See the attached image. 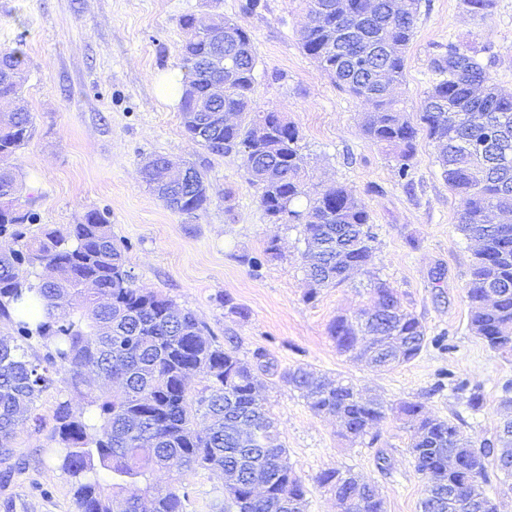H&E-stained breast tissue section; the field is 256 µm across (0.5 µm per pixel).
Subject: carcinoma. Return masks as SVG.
Wrapping results in <instances>:
<instances>
[{
    "mask_svg": "<svg viewBox=\"0 0 512 512\" xmlns=\"http://www.w3.org/2000/svg\"><path fill=\"white\" fill-rule=\"evenodd\" d=\"M305 2L302 51L337 87L370 102L362 134L392 152L404 186L412 185L419 136L432 144L434 162L465 201L458 230L479 240L466 285L469 329L492 348H512V224L496 223L498 215H512V96L493 83L480 50L450 41L411 118L393 91L404 81L421 0H374L369 14V0ZM216 19L224 24L223 40L204 34L184 47V82L196 90V97L180 98L185 132L196 139L190 113L237 114L235 125L200 146L213 155H238L260 186L259 206L268 219L302 226L313 299L317 290L336 288L349 271L369 265L376 239L371 216L346 184L308 189L299 129L274 109H254L258 59L251 34L220 14ZM360 53L370 54V67H358ZM207 58L234 66L222 100L209 96L215 73L202 67ZM27 66L23 48L0 49V100H15V108L0 115V236L14 244L0 252V317L12 328L11 335L0 336V463L13 457L15 433L41 393L61 383L68 395L53 412L56 446L42 449L39 463H52L68 478L77 512H114L117 505L121 512H186L185 479L200 470L236 475L238 484L224 490L227 507L236 512H306L305 487L257 392L260 375L274 369L262 361L265 353H255L253 362L240 358L193 312L137 286L125 261L129 245L112 235L104 212L91 210L85 223L64 232L27 235L37 213L23 198L24 182L11 164L34 134L21 96ZM140 175L174 212L194 215L210 203L206 175L195 166L181 181L161 183L146 168ZM25 264L46 267L53 277L30 280L22 274ZM372 292L373 308L383 314L370 320L364 309L336 317L329 326L336 350L380 370L410 362L426 344L423 325L386 282L374 279ZM39 302L44 316L34 322L30 315ZM36 344L44 354L34 351ZM196 375L205 384L193 392L187 384ZM280 379L315 415L341 417L343 436L352 443L386 418L387 408L348 379L330 380L304 367L288 369ZM455 390L468 393L469 408L482 407L479 388L459 383ZM74 396L81 400L78 408ZM395 412L410 423L415 470L429 478L420 512H497L489 497L467 507L445 488H481L491 463L512 476V468L500 464L512 459V420L504 425L500 447L477 448L459 425L430 415L419 401H404ZM159 470L171 474L164 486L152 479ZM319 484L334 495L339 512H385L374 488L350 470L327 469Z\"/></svg>",
    "mask_w": 512,
    "mask_h": 512,
    "instance_id": "obj_1",
    "label": "carcinoma"
}]
</instances>
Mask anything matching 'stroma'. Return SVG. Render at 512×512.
Listing matches in <instances>:
<instances>
[{"label":"stroma","mask_w":512,"mask_h":512,"mask_svg":"<svg viewBox=\"0 0 512 512\" xmlns=\"http://www.w3.org/2000/svg\"><path fill=\"white\" fill-rule=\"evenodd\" d=\"M242 2L0 0V48L23 42L29 58L23 98L35 132L15 164L39 216L30 234L82 223L93 209L106 212L113 234L129 244L126 264L137 284L193 311L219 342L234 338L240 358L262 349L278 373L304 366L344 377L389 407L424 403L459 424L474 444L494 440L505 414L502 387L512 382V350L492 349L469 330L473 255L457 228L463 201L434 165L431 144L419 139L414 188L405 190L392 155L362 136L367 105L337 88L303 53V0H261L254 13L242 12ZM185 14H221L250 32L258 55L257 106L283 112L298 127L312 183L351 186L370 213L377 240L368 270L307 299L301 226L269 223L240 157L209 154L186 135L177 99L164 92L184 73L188 33L178 21ZM452 37L490 47L491 77L512 94V0H495L480 16L468 13L463 0H422L397 90L407 110L419 105ZM151 155L205 170L207 209L195 215L168 209L139 177ZM273 239L280 257L252 270L248 257ZM373 274L398 290L428 338L415 359L387 371L339 354L328 333L337 316L371 306ZM226 296L247 318L228 315ZM278 373L265 379L261 394L306 487L307 512H337L334 497L317 482L329 468L358 473L374 486L385 512H419L426 479L410 461L404 420L388 415L363 442L350 443L335 419L314 415ZM458 382L481 388V410L466 406L454 389ZM63 394L57 385L41 395L42 428L18 429L16 457L30 459L49 447ZM190 482L187 512H215L214 503L224 499L223 478L202 471ZM7 497L13 512H77L67 477L48 465L14 472L0 488V500Z\"/></svg>","instance_id":"1"}]
</instances>
